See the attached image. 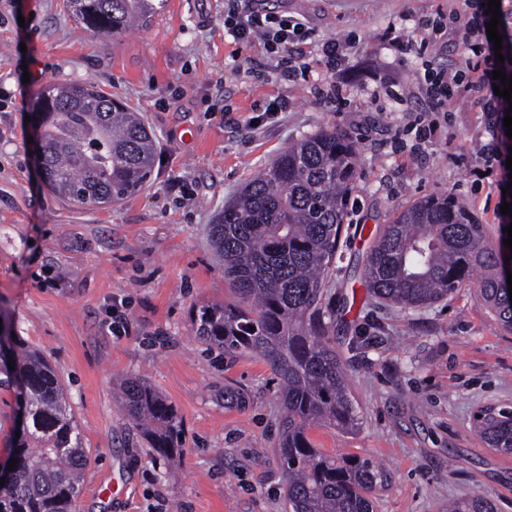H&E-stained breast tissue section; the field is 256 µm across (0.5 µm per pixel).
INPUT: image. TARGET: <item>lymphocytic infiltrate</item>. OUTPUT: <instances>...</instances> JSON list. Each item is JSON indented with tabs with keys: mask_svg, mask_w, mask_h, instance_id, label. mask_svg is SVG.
Instances as JSON below:
<instances>
[{
	"mask_svg": "<svg viewBox=\"0 0 512 512\" xmlns=\"http://www.w3.org/2000/svg\"><path fill=\"white\" fill-rule=\"evenodd\" d=\"M469 26L462 34L463 50L473 51V59L464 60L457 67L444 69L432 62H423L417 78L432 103L430 113L417 118L415 127L420 141H429L437 132V113L443 112L456 93L480 106L484 115V131L489 136L481 149L482 165L475 170V177L490 179L496 189H505L512 182V170L506 160L512 154V138L507 137L503 124L505 112L512 105L495 94L493 73L500 70L512 75V42L503 41L501 52H494L493 42L486 38L491 17L483 0H473ZM224 31L240 44L260 42L271 57L278 59L288 76H295L293 48L310 35V30L300 19L263 10L261 0H231L224 17Z\"/></svg>",
	"mask_w": 512,
	"mask_h": 512,
	"instance_id": "1",
	"label": "lymphocytic infiltrate"
}]
</instances>
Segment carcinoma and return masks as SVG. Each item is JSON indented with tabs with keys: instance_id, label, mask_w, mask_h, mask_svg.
I'll list each match as a JSON object with an SVG mask.
<instances>
[{
	"instance_id": "obj_1",
	"label": "carcinoma",
	"mask_w": 512,
	"mask_h": 512,
	"mask_svg": "<svg viewBox=\"0 0 512 512\" xmlns=\"http://www.w3.org/2000/svg\"><path fill=\"white\" fill-rule=\"evenodd\" d=\"M165 0H68L93 36L143 27ZM43 177L50 190L80 205H109L150 179L157 142L144 119L90 82L49 86L38 102ZM351 137L322 129L292 143L224 205L212 227L234 305L196 310V334L226 354L258 357L280 380L283 407L277 453L290 512H373L384 470L358 456L316 448L313 427L352 431L358 415L343 365L330 346L323 308L342 224L357 178ZM499 247L452 195H432L399 211L367 252V292L411 309L476 284L479 299L512 332V299L502 286ZM0 360V388L28 412L13 453L18 463L0 486V512H74L88 466L66 391L51 364L18 337ZM14 369H9L8 365ZM126 418L150 448L173 463L184 454L182 420L172 403L139 378L120 384ZM474 431L489 448L512 454V409H486ZM448 512H498L482 496Z\"/></svg>"
}]
</instances>
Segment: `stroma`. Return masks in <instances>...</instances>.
<instances>
[{
    "label": "stroma",
    "mask_w": 512,
    "mask_h": 512,
    "mask_svg": "<svg viewBox=\"0 0 512 512\" xmlns=\"http://www.w3.org/2000/svg\"><path fill=\"white\" fill-rule=\"evenodd\" d=\"M227 0H167L147 27L93 38L65 0H0V318L55 367L90 462L76 512H289L281 461L279 381L259 358L227 355L195 333L204 304H232L211 227L288 144L321 129L357 144V180L327 278L329 339L348 374L359 418L352 431L310 430L333 456L370 458L387 474L374 512H445L480 495L512 512V454L473 431L483 408L512 407V332L474 288L415 309L369 297L366 252L389 218L429 195L453 193L492 240L498 193L474 182L484 117L460 99L450 126L419 144L414 120L430 107L415 73L451 67L457 35L397 51L390 28L464 0H264L301 19L296 45L308 78L281 76L262 45L224 32ZM342 45L335 70L322 45ZM93 82L140 112L158 141L148 183L109 206L49 191L38 160L37 101L50 84ZM340 88L327 101L319 88ZM379 98H371L373 87ZM176 99L162 104L170 90ZM285 103L271 122L263 104ZM150 384L182 419L185 455L169 464L128 422L122 378ZM246 392L238 408L225 388Z\"/></svg>",
    "instance_id": "1"
}]
</instances>
